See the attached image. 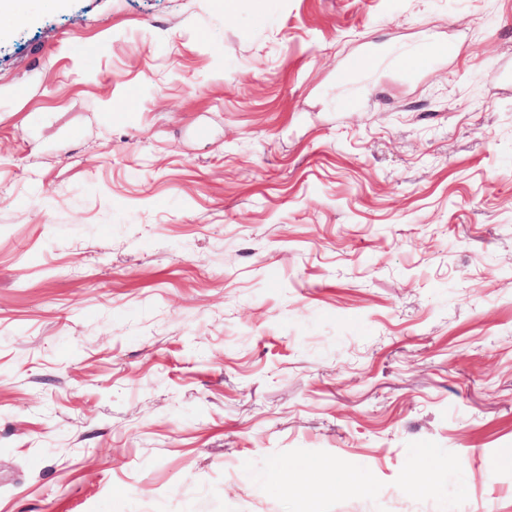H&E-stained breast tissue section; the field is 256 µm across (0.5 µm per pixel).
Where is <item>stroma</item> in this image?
Returning a JSON list of instances; mask_svg holds the SVG:
<instances>
[{
  "label": "stroma",
  "instance_id": "stroma-1",
  "mask_svg": "<svg viewBox=\"0 0 512 512\" xmlns=\"http://www.w3.org/2000/svg\"><path fill=\"white\" fill-rule=\"evenodd\" d=\"M21 4L0 512H512V0ZM452 48L448 45L429 41L413 55H409L406 59H402V65L408 70L422 68L431 64L436 58L449 54ZM320 468L330 473L336 481L345 483L349 488L365 493L368 489L365 485L358 483L354 480L352 468L344 462L336 460L323 461Z\"/></svg>",
  "mask_w": 512,
  "mask_h": 512
}]
</instances>
